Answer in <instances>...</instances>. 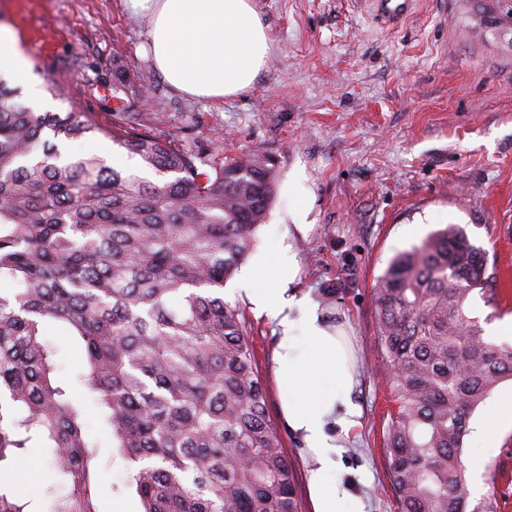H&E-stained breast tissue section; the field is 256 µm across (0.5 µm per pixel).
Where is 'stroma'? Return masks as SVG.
<instances>
[{
    "instance_id": "35a3bbf8",
    "label": "stroma",
    "mask_w": 512,
    "mask_h": 512,
    "mask_svg": "<svg viewBox=\"0 0 512 512\" xmlns=\"http://www.w3.org/2000/svg\"><path fill=\"white\" fill-rule=\"evenodd\" d=\"M271 54L250 90L197 98L155 70L151 16L130 0H0L30 61L35 112L109 113L112 74L123 64L147 90L139 112H161L160 134L205 160L252 151L280 159L275 201L258 248L296 255L297 295L317 303L351 341L361 369L362 416L347 438L341 469L370 512H400L387 476L384 440L393 409L380 370L375 286L391 259L449 224L486 253L495 285L512 293V50L469 27L463 0H414L387 26L374 0H253ZM57 80V93L46 89ZM226 301L245 314L270 420L296 472L302 512H313L311 452L286 426L273 354L275 325L245 294ZM467 471L470 504L512 498V431ZM101 512H137L115 493L126 466L100 457ZM21 482L37 512H49L59 484L49 449L33 447L0 468V485Z\"/></svg>"
}]
</instances>
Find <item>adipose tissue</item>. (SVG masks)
<instances>
[{"mask_svg":"<svg viewBox=\"0 0 512 512\" xmlns=\"http://www.w3.org/2000/svg\"><path fill=\"white\" fill-rule=\"evenodd\" d=\"M153 17L156 70L177 90L223 98L248 90L270 57L267 29L252 0H133ZM297 262L281 252L277 263L253 255L239 288L255 311L278 327L279 389L287 425L319 467L311 476L313 512H367V501L342 480H330L344 452L340 443L359 424L353 401L358 383L343 333H332L308 297L287 290ZM267 278L271 287H258Z\"/></svg>","mask_w":512,"mask_h":512,"instance_id":"ef3b65f1","label":"adipose tissue"}]
</instances>
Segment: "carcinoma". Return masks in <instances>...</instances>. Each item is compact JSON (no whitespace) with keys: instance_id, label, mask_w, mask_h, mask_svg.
Segmentation results:
<instances>
[{"instance_id":"cac0c4a2","label":"carcinoma","mask_w":512,"mask_h":512,"mask_svg":"<svg viewBox=\"0 0 512 512\" xmlns=\"http://www.w3.org/2000/svg\"><path fill=\"white\" fill-rule=\"evenodd\" d=\"M481 36L512 48V0H465ZM38 113L0 78V464L36 441L69 491L51 512H100V444L59 379L49 324L78 339V384L100 410L122 488L140 512H301L268 418L247 321L224 288L275 199L270 153L221 162L153 132L159 114ZM100 137L157 177L122 173L58 141ZM207 166L203 170L200 165ZM483 249L449 224L398 253L376 286L396 410L389 479L400 512L469 508L468 420L512 378V344L487 340L474 291L493 298ZM0 512H35L0 490Z\"/></svg>"}]
</instances>
